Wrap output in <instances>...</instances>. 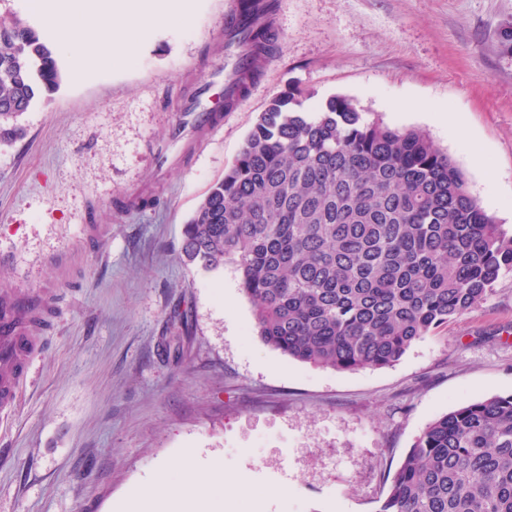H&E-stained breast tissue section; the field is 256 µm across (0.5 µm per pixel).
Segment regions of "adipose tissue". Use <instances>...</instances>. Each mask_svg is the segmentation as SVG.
Listing matches in <instances>:
<instances>
[{
	"label": "adipose tissue",
	"mask_w": 512,
	"mask_h": 512,
	"mask_svg": "<svg viewBox=\"0 0 512 512\" xmlns=\"http://www.w3.org/2000/svg\"><path fill=\"white\" fill-rule=\"evenodd\" d=\"M36 8L77 36L78 54L91 66L128 61L153 22L186 25L192 20L184 0H38ZM98 27L112 28L111 41L88 37V30ZM212 472L215 479L203 493L190 481H174L168 470H160L151 489L128 495L126 512H236L241 485L225 479L220 465H213Z\"/></svg>",
	"instance_id": "1"
}]
</instances>
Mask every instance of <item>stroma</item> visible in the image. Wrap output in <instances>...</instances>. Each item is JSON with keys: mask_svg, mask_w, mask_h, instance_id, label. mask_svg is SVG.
I'll list each match as a JSON object with an SVG mask.
<instances>
[{"mask_svg": "<svg viewBox=\"0 0 512 512\" xmlns=\"http://www.w3.org/2000/svg\"><path fill=\"white\" fill-rule=\"evenodd\" d=\"M189 5L190 26L151 25L128 63L86 68L29 0H0L63 72L20 117L24 138L0 144V288L51 297L46 346L0 415V512H111L188 450L200 489L216 461L263 491L239 512H377L429 423L512 393V272L394 365L343 372L267 346L234 264L180 259L184 224L294 85L306 109L345 95L367 119L423 130L512 230V0H277L262 73L160 171L151 144L224 66L225 0ZM135 194L155 206L128 207Z\"/></svg>", "mask_w": 512, "mask_h": 512, "instance_id": "obj_1", "label": "stroma"}]
</instances>
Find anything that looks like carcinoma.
<instances>
[{
  "label": "carcinoma",
  "mask_w": 512,
  "mask_h": 512,
  "mask_svg": "<svg viewBox=\"0 0 512 512\" xmlns=\"http://www.w3.org/2000/svg\"><path fill=\"white\" fill-rule=\"evenodd\" d=\"M250 65L231 107L276 45L245 23ZM39 32L0 21V142L61 83ZM297 88L271 100L224 178L184 226V261L230 262L262 341L337 371L399 361L431 331L476 308L512 272V232L489 214L454 160L415 128L368 121L332 96L315 111ZM377 512H512V394L433 420Z\"/></svg>",
  "instance_id": "obj_1"
}]
</instances>
